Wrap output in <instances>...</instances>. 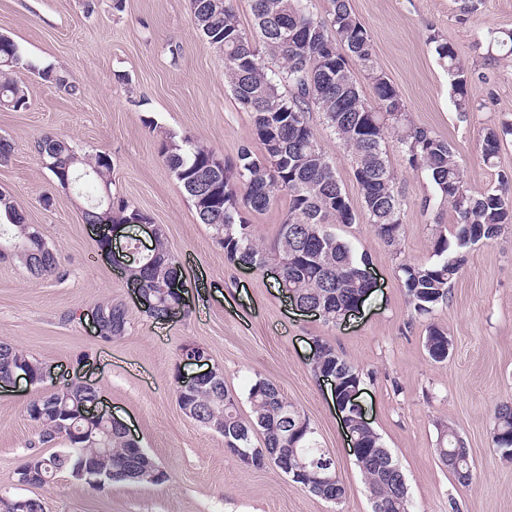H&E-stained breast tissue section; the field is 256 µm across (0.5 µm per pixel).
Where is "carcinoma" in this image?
Listing matches in <instances>:
<instances>
[{
  "label": "carcinoma",
  "instance_id": "1",
  "mask_svg": "<svg viewBox=\"0 0 512 512\" xmlns=\"http://www.w3.org/2000/svg\"><path fill=\"white\" fill-rule=\"evenodd\" d=\"M325 18L312 11V0H252V13L260 33L255 42L237 20L233 0H190L193 23L201 36L224 52V79L239 105L250 112L253 138L262 146L255 153L241 146L236 156L225 160L207 146L188 138L162 142L160 157L191 200L200 223L208 226L215 244L231 264L263 268L274 262L281 268L279 291L303 307L322 311L327 325L355 304H362L372 288L367 260L357 259L351 245L331 231L334 224H354L359 218L398 256L405 233L402 220L405 201L397 187V174L388 157L389 138L396 135L400 152L409 165L426 171L441 200L457 216L455 248L449 249L444 224L432 225L434 256L431 263L400 262L395 274L405 289L409 304L419 316L448 304L451 286L466 262L467 248L499 239L512 226V175L503 173L499 186L474 192L468 186L453 146L433 130L416 125L401 104L398 90L374 65L370 36L352 11L350 0H330ZM448 73L456 107L467 112L473 107L468 94L471 78L454 47L437 36L430 37ZM269 58L276 69L268 68ZM354 58L371 80L375 104H368L350 71ZM26 66L18 45L10 38L0 41V108L18 111L27 98L12 78ZM318 112L334 138L350 153L353 176L361 198V215L353 211L336 179L327 151L309 122ZM512 136V121L490 128L482 142V157L493 163L501 141ZM53 142L56 164L68 168L73 180L87 178L98 187L112 186V162L102 153L83 154L71 142L43 136ZM288 194L290 205L270 246L257 243L244 212L261 214ZM0 259L10 258L35 279L60 273L58 252L32 224L24 223L11 198L0 193ZM84 217L100 224H122L131 229L147 216L118 198L112 208L91 203ZM130 263L124 265L127 284H139L155 304L145 309L151 318L166 320L169 306L178 302L175 290L162 287L181 273L175 257L166 249L163 232L157 230L155 246L141 249L140 241L127 236ZM100 337L114 341L125 335L126 309L104 301ZM312 371L346 389L361 382L354 366L330 342L314 340ZM447 333L432 324L426 329L424 347L438 362L448 350ZM28 367L36 373L41 362L6 339H0V379L8 380ZM99 391L80 380H69L49 389L28 407L29 417L42 433L38 443L59 439L65 447L41 454L48 479L68 473L80 457H97L108 470L116 471L114 482L140 483V475L156 465L141 448L140 441L118 428L103 426L90 438L79 439L85 428L80 407ZM175 396L183 414L213 430L240 448L251 447L252 436L262 437L247 465L263 468L273 464L283 472L310 470L315 460L327 461L336 469L330 453L318 446L309 421L271 381L258 377L248 390L250 418L238 410L237 397L224 380L212 381L189 391L175 385ZM360 453L354 455L372 503V512H411L403 472L380 435L369 422L351 419ZM439 461L452 473L469 469L472 461L460 435L439 424ZM492 441L501 457L512 460V402L495 410ZM311 494L335 502L345 495L340 478L329 485L312 479L297 481Z\"/></svg>",
  "mask_w": 512,
  "mask_h": 512
}]
</instances>
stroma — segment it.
Listing matches in <instances>:
<instances>
[{"instance_id": "obj_1", "label": "stroma", "mask_w": 512, "mask_h": 512, "mask_svg": "<svg viewBox=\"0 0 512 512\" xmlns=\"http://www.w3.org/2000/svg\"><path fill=\"white\" fill-rule=\"evenodd\" d=\"M461 5L351 0L374 62L405 111L453 145L477 192L497 186L499 172H512V136L494 164L481 157L487 128L512 119V56L487 41L489 31L512 30V0H479L469 12ZM0 34L16 42L26 62L14 78L28 98L25 109L0 108V138L14 147L0 162V192L39 227L61 265L59 275L35 280L12 260H0V337L49 372L45 382L0 391V498L38 497L44 512H371L331 385L311 371L321 338L359 372V400L404 474L412 512H512V462L500 457L491 437L496 407L512 402V229L472 246L448 304L416 316L395 264L434 261L431 225L455 224L456 215L427 173L391 148L405 199L401 254L392 256L366 223L335 225L338 237L368 256L374 289L347 323L325 325L278 293L274 265L250 269L225 260L159 155L172 136L191 137L225 158L252 140L251 114L225 84L223 52L196 32L189 0H0ZM435 35L454 45L473 77L468 112L455 107ZM47 67L66 85L40 79ZM310 124L352 206H359L348 151L318 113ZM47 134L80 152L111 156L113 194L149 215L180 264L184 311L159 324L141 309L115 263L125 239L113 237L101 250L98 232L82 221L96 184L66 190L43 169L35 144ZM106 299L123 304L128 316L125 335L112 342L98 336L92 319ZM431 324L453 344L441 362L423 346ZM186 343L205 347L223 369L241 416L251 412L247 394L256 378L276 384L330 451L345 496L329 502L291 484L275 466H246L225 451L223 435L187 418L174 394L177 373L195 370L179 358ZM76 376L102 393L165 471L163 481L98 490L61 473L43 487L18 484L39 431L29 404L51 384ZM441 423L469 448V484H460L435 454Z\"/></svg>"}]
</instances>
